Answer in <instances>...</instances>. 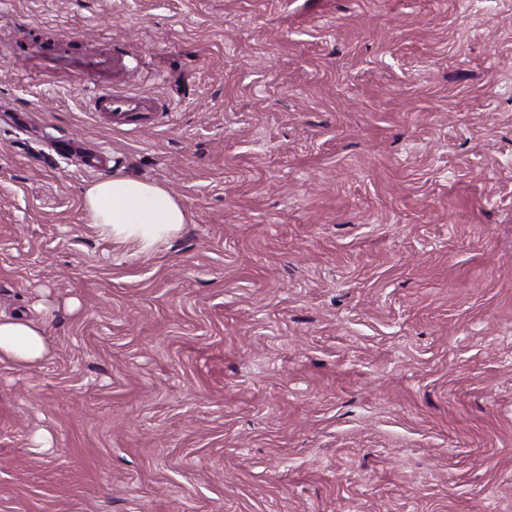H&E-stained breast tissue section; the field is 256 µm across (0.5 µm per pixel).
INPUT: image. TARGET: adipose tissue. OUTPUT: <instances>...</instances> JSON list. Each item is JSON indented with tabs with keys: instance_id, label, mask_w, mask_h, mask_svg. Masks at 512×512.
Wrapping results in <instances>:
<instances>
[{
	"instance_id": "obj_1",
	"label": "adipose tissue",
	"mask_w": 512,
	"mask_h": 512,
	"mask_svg": "<svg viewBox=\"0 0 512 512\" xmlns=\"http://www.w3.org/2000/svg\"><path fill=\"white\" fill-rule=\"evenodd\" d=\"M85 217L107 238L131 240L140 253L153 252L186 223L184 209L164 187L141 178L115 173L89 186ZM47 352L41 324L18 316L0 317V361L19 366L39 362Z\"/></svg>"
}]
</instances>
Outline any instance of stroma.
I'll return each mask as SVG.
<instances>
[{
	"label": "stroma",
	"mask_w": 512,
	"mask_h": 512,
	"mask_svg": "<svg viewBox=\"0 0 512 512\" xmlns=\"http://www.w3.org/2000/svg\"><path fill=\"white\" fill-rule=\"evenodd\" d=\"M117 172L187 214L151 254ZM19 314L0 512H512V0H0ZM91 106L109 120L121 121L131 117L145 119L150 112H159L157 100L145 95L116 91L109 84H100ZM85 217L107 238L132 240L149 254L186 224L184 209L164 187L141 178L115 173L89 186ZM47 352L43 325L25 317H0V361L19 366L39 362Z\"/></svg>",
	"instance_id": "35a3bbf8"
}]
</instances>
